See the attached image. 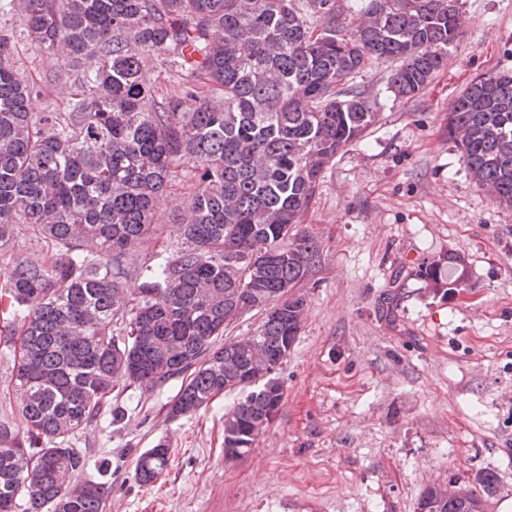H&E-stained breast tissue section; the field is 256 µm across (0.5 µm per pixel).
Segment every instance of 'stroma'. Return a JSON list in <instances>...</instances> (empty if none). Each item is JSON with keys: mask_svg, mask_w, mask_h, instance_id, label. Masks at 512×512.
<instances>
[{"mask_svg": "<svg viewBox=\"0 0 512 512\" xmlns=\"http://www.w3.org/2000/svg\"><path fill=\"white\" fill-rule=\"evenodd\" d=\"M460 7L462 33L422 92L395 97L391 61L349 83L378 119L338 152L302 215L320 259L297 290L306 315L265 432L229 461L224 415L241 390L176 420L179 382L113 393L124 419L73 440L88 457L82 479L108 488L104 512H417L426 487L480 471L512 490V209L475 185L448 138L461 91L512 73V0ZM16 60L41 90L32 110L61 107L34 45L19 41ZM196 186L177 170L140 261L177 251L171 230ZM463 271L468 287L449 289ZM160 442L169 465L141 484L136 461Z\"/></svg>", "mask_w": 512, "mask_h": 512, "instance_id": "stroma-1", "label": "stroma"}]
</instances>
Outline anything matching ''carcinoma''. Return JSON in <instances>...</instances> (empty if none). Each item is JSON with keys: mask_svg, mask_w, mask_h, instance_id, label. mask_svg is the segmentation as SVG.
I'll return each mask as SVG.
<instances>
[{"mask_svg": "<svg viewBox=\"0 0 512 512\" xmlns=\"http://www.w3.org/2000/svg\"><path fill=\"white\" fill-rule=\"evenodd\" d=\"M0 12L20 17L64 81L63 108L29 111L39 89L0 29V256L16 224L45 247L0 267V341L23 394L21 426L0 424V512H103L105 483L75 481L88 460L71 439L116 386L181 381L178 419L250 381L224 416V456L265 431L283 397L266 373L305 318L292 291L320 258L300 218L324 169L378 117L340 87L397 61L389 87L418 94L465 16L448 0H364L348 24L340 0H0ZM160 56L178 85L159 96L145 64ZM448 138L475 184L512 207V74L473 80L449 107ZM183 166L199 181L177 228L184 247L141 264L156 201ZM258 307L252 335L219 343ZM169 455L161 443L142 453L136 480H157ZM499 491L491 472L450 479L417 512H482Z\"/></svg>", "mask_w": 512, "mask_h": 512, "instance_id": "carcinoma-1", "label": "carcinoma"}]
</instances>
